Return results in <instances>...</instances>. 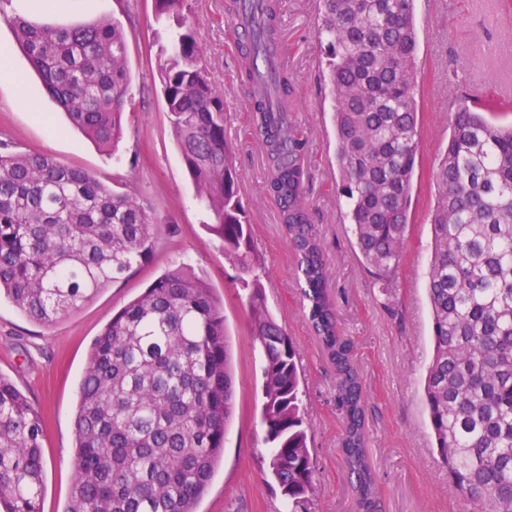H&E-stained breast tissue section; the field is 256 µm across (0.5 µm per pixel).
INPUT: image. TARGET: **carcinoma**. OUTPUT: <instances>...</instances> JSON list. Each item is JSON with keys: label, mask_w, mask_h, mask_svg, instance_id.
I'll list each match as a JSON object with an SVG mask.
<instances>
[{"label": "carcinoma", "mask_w": 512, "mask_h": 512, "mask_svg": "<svg viewBox=\"0 0 512 512\" xmlns=\"http://www.w3.org/2000/svg\"><path fill=\"white\" fill-rule=\"evenodd\" d=\"M0 0V21L70 124L109 149L123 135L131 85L116 19L57 25ZM174 30L163 49L162 96L186 172L211 214L206 228L242 272L264 354L261 423L270 477L300 505L315 491L299 352L269 313L265 270L224 135L223 93L189 23V0H154ZM333 99L336 163L356 246L384 288L409 225L418 149L415 0H320ZM233 14L245 28L239 74L254 82L273 53L276 0ZM285 70L255 96L251 121L266 155V188L295 253L309 325L336 372L339 450L356 512H381L365 444L363 379L326 288L327 258L304 195L306 142L292 120ZM427 293L433 356L423 392L448 477L478 512H512V122L463 99L434 170ZM155 214L132 192L40 152H0V297L49 324L94 299L147 258ZM235 412L232 351L214 289L178 266L112 316L91 344L75 414L76 472L64 512H196ZM40 414L0 375V512H41Z\"/></svg>", "instance_id": "cac0c4a2"}]
</instances>
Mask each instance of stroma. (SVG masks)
<instances>
[{
  "label": "stroma",
  "instance_id": "1",
  "mask_svg": "<svg viewBox=\"0 0 512 512\" xmlns=\"http://www.w3.org/2000/svg\"><path fill=\"white\" fill-rule=\"evenodd\" d=\"M196 37L212 81L224 94V133L252 227L269 312L297 345L308 445L317 489L304 512H355L338 448L336 373L322 357L302 308L295 256L281 230L277 203L265 187L266 161L250 123L254 91L241 80L232 46L227 0H191ZM278 42L296 87L292 119L306 141L304 183L308 216L328 256L327 288L339 326L356 349L366 403V436L382 512H473L448 480L434 446L422 381L432 356L426 279L428 214L435 161L463 98L489 101L512 120L501 87L512 86V9L502 0H416L419 144L403 259L389 288L369 272L345 224L336 194V134L324 45L316 35L318 0H278ZM106 14L124 29L132 78L122 114L123 136L106 152L71 128L44 92L7 23L8 47L22 85L0 84V143L9 152H42L92 173L100 182L137 190L155 210L154 247L77 311L44 325L8 300L0 301V375L9 378L43 418V512H64L75 475L74 408L93 340L113 314L167 269L186 264L214 288L224 306L233 365L235 415L224 458L197 512H288V500L268 476L269 450L260 423L264 356L252 335L248 290L218 239L205 229L211 216L199 200L175 145L159 81L161 47L169 26L154 0H67L54 23ZM38 109H31V102Z\"/></svg>",
  "mask_w": 512,
  "mask_h": 512
}]
</instances>
